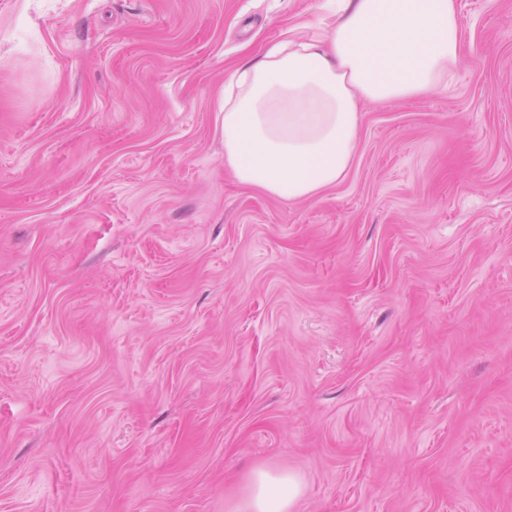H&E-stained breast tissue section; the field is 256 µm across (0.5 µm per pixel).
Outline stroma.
Returning <instances> with one entry per match:
<instances>
[{
  "label": "stroma",
  "instance_id": "obj_1",
  "mask_svg": "<svg viewBox=\"0 0 512 512\" xmlns=\"http://www.w3.org/2000/svg\"><path fill=\"white\" fill-rule=\"evenodd\" d=\"M303 202L215 100L323 0H0V512H512V0ZM301 494V482L293 472L258 468L252 472L247 494L234 512H294Z\"/></svg>",
  "mask_w": 512,
  "mask_h": 512
}]
</instances>
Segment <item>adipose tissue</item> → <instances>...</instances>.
I'll return each instance as SVG.
<instances>
[{
	"instance_id": "1",
	"label": "adipose tissue",
	"mask_w": 512,
	"mask_h": 512,
	"mask_svg": "<svg viewBox=\"0 0 512 512\" xmlns=\"http://www.w3.org/2000/svg\"><path fill=\"white\" fill-rule=\"evenodd\" d=\"M328 12L316 34L236 66L217 100L225 166L279 199L343 177L363 104L437 92L462 60L457 0H333ZM301 494L293 472L258 468L235 512H294Z\"/></svg>"
}]
</instances>
